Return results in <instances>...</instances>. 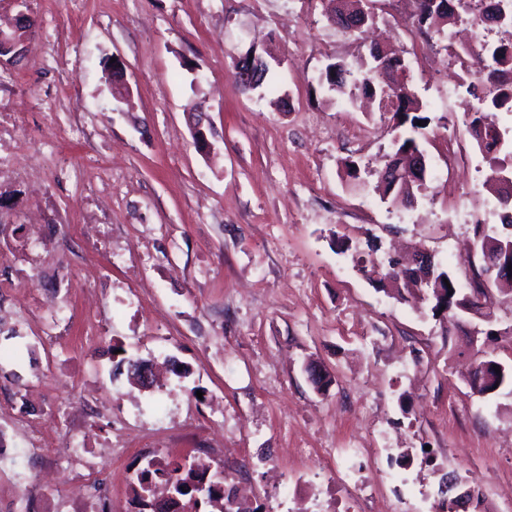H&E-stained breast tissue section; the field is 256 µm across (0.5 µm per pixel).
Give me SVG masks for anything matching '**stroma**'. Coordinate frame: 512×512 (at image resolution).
I'll list each match as a JSON object with an SVG mask.
<instances>
[{"label": "stroma", "instance_id": "stroma-1", "mask_svg": "<svg viewBox=\"0 0 512 512\" xmlns=\"http://www.w3.org/2000/svg\"><path fill=\"white\" fill-rule=\"evenodd\" d=\"M326 0H0V24L32 13L27 54L0 64V131L13 161L0 168V237L44 227V245L0 258V281L18 296L55 300L62 318L90 313L109 333L87 353L82 321L31 325L18 315L0 333V430L31 482L64 484L32 456L21 418L64 434L56 408L121 396L88 419L76 448L162 435L189 417L230 453L259 448L289 482L338 470L337 451L398 443L412 472L437 490L443 469L480 489L493 512H512V388L469 392V325L403 303L359 270L370 237L380 256L430 250L468 288L479 254L473 219L495 200L466 122L476 99L458 90L459 66L416 25L414 0H374V22L345 33ZM401 50L426 116L425 185L413 205L381 202L375 172L394 131L377 105L337 102L316 76ZM275 53L273 88L243 90L236 57ZM120 57L132 90L117 102L106 68ZM198 106L212 143L193 136ZM356 162L350 178L344 161ZM471 213L463 221L460 210ZM108 224L111 258L89 253L61 223ZM82 269L69 291L51 277H19L33 263ZM179 373L158 389L127 380V359ZM331 376L318 391L305 366ZM448 463H426L427 448ZM17 470V471H18Z\"/></svg>", "mask_w": 512, "mask_h": 512}]
</instances>
